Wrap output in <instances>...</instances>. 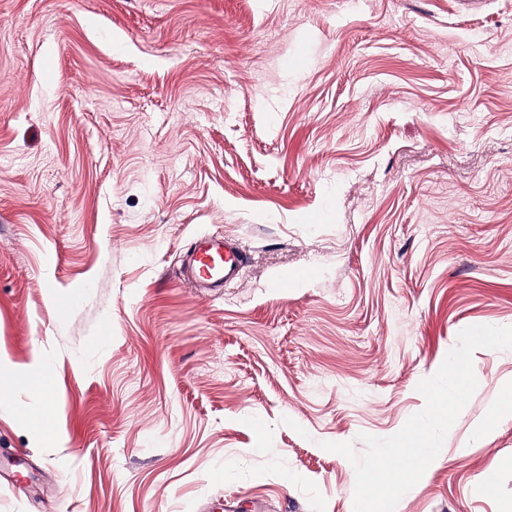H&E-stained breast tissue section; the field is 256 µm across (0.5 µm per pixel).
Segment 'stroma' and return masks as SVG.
Returning a JSON list of instances; mask_svg holds the SVG:
<instances>
[{"label": "stroma", "instance_id": "stroma-1", "mask_svg": "<svg viewBox=\"0 0 512 512\" xmlns=\"http://www.w3.org/2000/svg\"><path fill=\"white\" fill-rule=\"evenodd\" d=\"M204 234L247 254L216 292ZM478 325L512 0H0V512H354L322 442L395 435ZM473 368L399 512H512V349ZM246 257L228 237L205 234L197 237L183 260V276L206 287H224L242 271Z\"/></svg>", "mask_w": 512, "mask_h": 512}]
</instances>
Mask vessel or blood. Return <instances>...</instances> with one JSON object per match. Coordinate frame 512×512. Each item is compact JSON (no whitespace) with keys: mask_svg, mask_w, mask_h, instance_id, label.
<instances>
[{"mask_svg":"<svg viewBox=\"0 0 512 512\" xmlns=\"http://www.w3.org/2000/svg\"><path fill=\"white\" fill-rule=\"evenodd\" d=\"M246 257L228 237L205 234L197 237L183 261V276L206 287H221L233 282L242 271Z\"/></svg>","mask_w":512,"mask_h":512,"instance_id":"obj_1","label":"vessel or blood"}]
</instances>
